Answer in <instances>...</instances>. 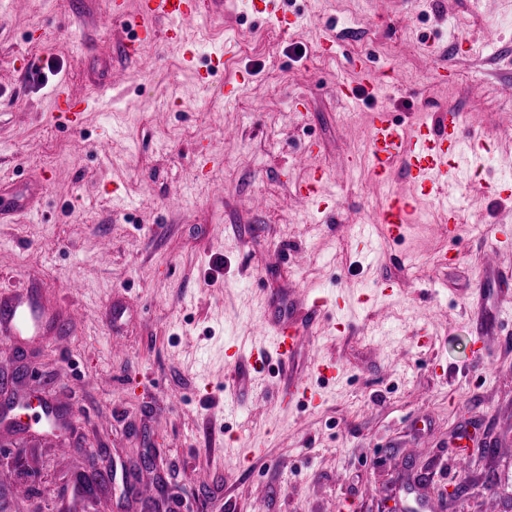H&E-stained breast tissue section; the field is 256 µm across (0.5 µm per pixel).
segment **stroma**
I'll return each mask as SVG.
<instances>
[{
    "label": "stroma",
    "instance_id": "stroma-1",
    "mask_svg": "<svg viewBox=\"0 0 512 512\" xmlns=\"http://www.w3.org/2000/svg\"><path fill=\"white\" fill-rule=\"evenodd\" d=\"M223 2L185 21L190 68L162 24L126 56L135 33L111 0L0 5V202L47 181L33 211L0 222V287L40 284L60 316H79L62 335L0 348V372L29 369L17 391L65 408L70 448L58 453L40 424L0 428V512H60L73 477L95 468L113 480L79 512H447L435 488L451 481L468 487L460 512H512V302L489 331L469 306L485 266L512 272L499 240L512 196L496 195L486 162L512 157V94L488 93L512 79V0H281L285 32L252 0ZM361 26L364 39L320 53L327 31ZM227 40L233 55L204 91L197 74ZM107 67L111 85L93 89ZM243 69L249 87L224 96ZM367 74L384 95L338 98L337 82ZM61 84L89 99L73 131L54 119ZM445 109L470 111L483 143L447 187L462 215L450 266L439 209L401 175L377 178L367 150L372 112ZM316 169L334 206L324 223L296 194ZM393 195L416 208L400 243L374 226ZM314 296L331 306L291 364L270 361L257 380L230 366L227 345L268 347L267 315ZM115 300L116 338L99 316ZM314 359L335 361L339 380L316 404L289 403ZM464 428L493 449L475 467L454 459ZM142 453L155 469L135 470ZM20 484L32 496H16Z\"/></svg>",
    "mask_w": 512,
    "mask_h": 512
}]
</instances>
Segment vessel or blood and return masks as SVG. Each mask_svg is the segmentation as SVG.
I'll return each instance as SVG.
<instances>
[{
	"instance_id": "b4317fda",
	"label": "vessel or blood",
	"mask_w": 512,
	"mask_h": 512,
	"mask_svg": "<svg viewBox=\"0 0 512 512\" xmlns=\"http://www.w3.org/2000/svg\"><path fill=\"white\" fill-rule=\"evenodd\" d=\"M199 0H138L137 13H130L126 0H112V15L132 28H141L142 40L152 41L156 32L151 23L155 20L167 22L168 40L182 42L181 25L198 10ZM379 86L367 80L355 85L340 82L337 91L347 104H355L361 97L377 93ZM55 117L67 129L82 124V115L87 110V100L72 95L65 86H58L54 95ZM476 134L466 132L461 113L451 110L435 113L432 119H420L410 123H399L390 113L379 111L370 118L368 152L374 172L383 180L391 179L395 168H402L406 177L421 194L437 200L441 197V184L459 179L477 157ZM323 180L321 172H313L297 187V193L312 207L315 215L330 211L328 202L321 196L319 187ZM410 199H391L381 214L379 229L385 240L397 242L405 238L413 217ZM506 274L494 266L486 267L485 275L478 280L471 293L472 305L481 313H490L489 296H504L499 283ZM324 298L311 299L304 308H288L272 318L273 329L268 350L241 356L233 352V360H246L250 373H264L270 357L284 362H293L312 332L316 320L327 311ZM47 316L46 307L33 298L31 289L0 290V335H37ZM310 380L297 381L290 395L294 402H312L319 393L315 381L333 380L338 375L335 362L313 360L308 364Z\"/></svg>"
}]
</instances>
